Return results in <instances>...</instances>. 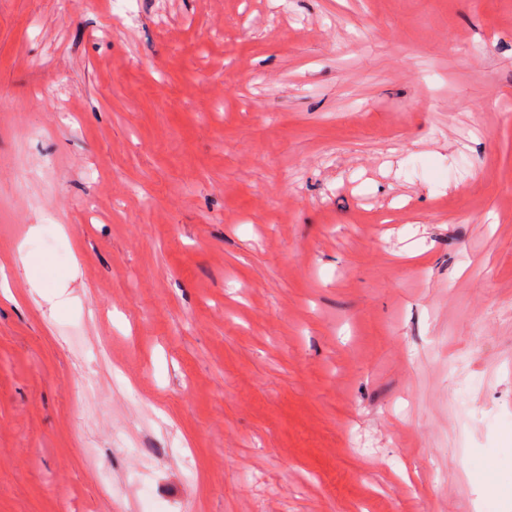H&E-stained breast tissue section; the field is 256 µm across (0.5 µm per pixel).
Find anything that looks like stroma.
<instances>
[{
	"mask_svg": "<svg viewBox=\"0 0 512 512\" xmlns=\"http://www.w3.org/2000/svg\"><path fill=\"white\" fill-rule=\"evenodd\" d=\"M125 9L0 0V512H512V0Z\"/></svg>",
	"mask_w": 512,
	"mask_h": 512,
	"instance_id": "35a3bbf8",
	"label": "stroma"
}]
</instances>
